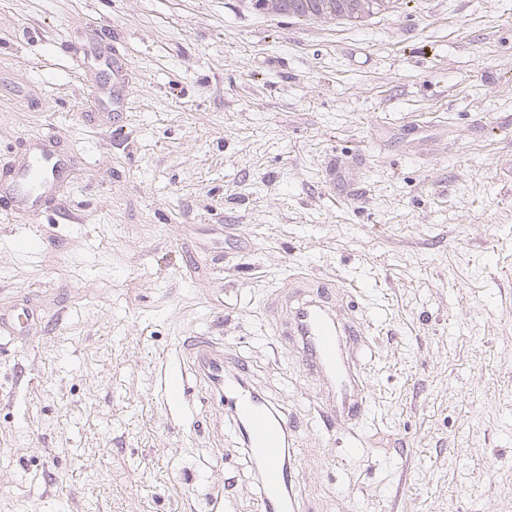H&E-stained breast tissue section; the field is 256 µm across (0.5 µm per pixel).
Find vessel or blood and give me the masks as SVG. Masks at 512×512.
<instances>
[{
  "label": "vessel or blood",
  "mask_w": 512,
  "mask_h": 512,
  "mask_svg": "<svg viewBox=\"0 0 512 512\" xmlns=\"http://www.w3.org/2000/svg\"><path fill=\"white\" fill-rule=\"evenodd\" d=\"M66 161L52 150L0 168V198L21 214L49 208ZM331 290L293 287L288 294V334L299 365L315 374L322 396L315 407L326 428L358 422L370 410L365 354L367 326L355 314L338 311ZM176 373L163 390L174 407L190 403V381L205 383L242 429L243 441L259 473L264 512H299L294 466L289 459L291 420L286 411L256 392L240 370L224 366V350L210 337L189 338Z\"/></svg>",
  "instance_id": "vessel-or-blood-1"
}]
</instances>
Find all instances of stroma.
Segmentation results:
<instances>
[{
    "mask_svg": "<svg viewBox=\"0 0 512 512\" xmlns=\"http://www.w3.org/2000/svg\"><path fill=\"white\" fill-rule=\"evenodd\" d=\"M50 132L53 208L0 209V313L42 316L0 348V512H259L218 398L165 401L198 335L296 420L303 512H512V0H0V163ZM298 277L366 318L362 445L279 333ZM390 1L368 0L361 7H354L351 0H279L280 14L296 19H310L321 15H334L342 25L368 24Z\"/></svg>",
    "mask_w": 512,
    "mask_h": 512,
    "instance_id": "stroma-1",
    "label": "stroma"
}]
</instances>
